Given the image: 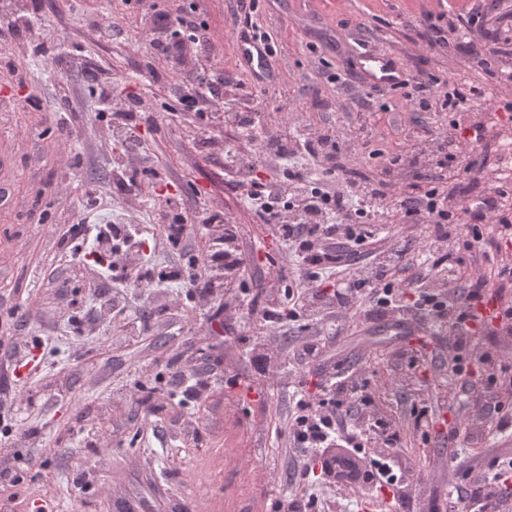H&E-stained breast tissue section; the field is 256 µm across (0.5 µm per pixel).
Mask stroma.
I'll use <instances>...</instances> for the list:
<instances>
[{
	"label": "stroma",
	"instance_id": "stroma-1",
	"mask_svg": "<svg viewBox=\"0 0 512 512\" xmlns=\"http://www.w3.org/2000/svg\"><path fill=\"white\" fill-rule=\"evenodd\" d=\"M469 0H257L252 23L269 36L270 80L255 81L236 57V0H185L211 33L208 51L184 70L222 72L224 110L172 111V69L154 54L158 36L124 0H10L24 14L8 44L16 67L0 68V512H275L289 493L318 495L326 512H452L467 478L512 512V478L490 464L512 457L482 398L461 380L501 392L512 383V335L478 319L464 352L447 323L417 310L398 316L327 305L264 324L267 301L298 279L273 225L247 205L253 183L279 181L284 160L258 145L263 132L299 127L325 133L340 163L383 184L387 201L413 197L431 181L481 193V182L445 166L453 131L484 126L488 142L512 135V89L497 100L454 109L422 106L406 88L372 87L354 46L384 50L407 79L431 76L449 97L512 73V0H483L470 40L496 37L492 71L472 65L464 46L428 47L424 17L447 27ZM109 6L117 35L99 39L94 20ZM110 82L114 97L141 100L151 119L139 147L114 139L107 105L84 68ZM234 112L255 116L240 130ZM251 167H231L226 149ZM400 156L401 166L390 163ZM149 166L160 176L146 203L126 180ZM101 213L149 225L154 265L191 264L209 254L214 231L193 224L179 245L164 236L165 201L187 215L221 213L237 224L235 246L249 291L208 297L182 283L113 288L87 256L86 187ZM315 344L316 356L296 350ZM269 356V374L255 360ZM198 379L196 396L185 379ZM336 386L368 396L348 426L380 419L398 432L410 475L402 488L363 494L336 486L293 455L288 421L298 393ZM155 392L141 404L143 389Z\"/></svg>",
	"mask_w": 512,
	"mask_h": 512
}]
</instances>
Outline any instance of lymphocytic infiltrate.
<instances>
[{
	"instance_id": "lymphocytic-infiltrate-1",
	"label": "lymphocytic infiltrate",
	"mask_w": 512,
	"mask_h": 512,
	"mask_svg": "<svg viewBox=\"0 0 512 512\" xmlns=\"http://www.w3.org/2000/svg\"><path fill=\"white\" fill-rule=\"evenodd\" d=\"M224 84L223 74L191 71L181 76L176 108L187 112H218L223 107L218 92ZM263 145L276 156L286 158L295 150L327 165L328 173L339 171V148L324 135L309 134L299 143L268 136ZM373 199L386 197L381 185L360 182L351 178L337 181L335 187H314L301 169L288 170L287 181L282 186H255L248 196V204L265 223L275 225L287 249L289 261L299 271L301 292L298 309L317 305L319 289L324 280L342 274L348 284L347 294L336 297V303L351 305L353 297L374 293L376 306L400 308L407 289H420V313L429 318L450 320L455 333L457 348L467 345L466 338L476 319V303L483 300L487 281L485 275L468 276L465 286V306L446 300L444 295L424 291L425 279L443 276L456 280L461 272L462 252H478L483 256L497 255L494 268L498 288H512V261L500 258L503 240L512 238V183H500L494 192L473 195L471 215L473 225L467 233H452L454 212L460 207L457 194L442 190L438 185H428L422 195L402 199L401 209L412 224L431 227L430 240L419 259L408 258L406 252L394 250L361 269L349 267L352 255L359 253L380 234V214L366 210L361 193ZM489 225V232H482V225ZM141 237L137 224H106L100 226L92 241L97 254L103 257L119 251H131ZM456 239L462 252L443 249L442 244ZM292 446L301 457L320 464L323 474L337 479L341 486L371 492L375 488L397 485L401 469L394 455L395 435H388L383 443L375 445L369 468L360 467L348 456L333 454L337 441L356 447L357 441L350 433L339 402L320 400L312 402L299 399L297 412L289 425Z\"/></svg>"
}]
</instances>
